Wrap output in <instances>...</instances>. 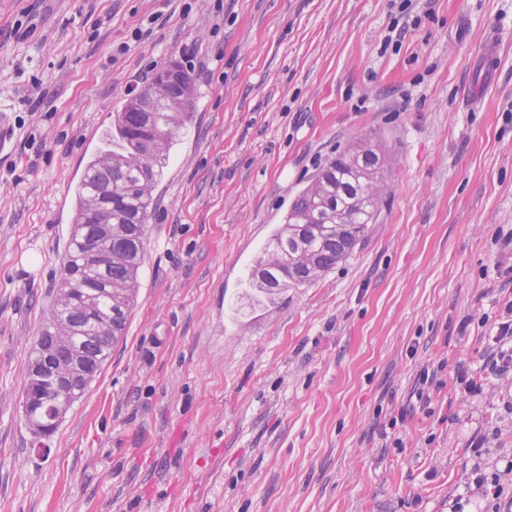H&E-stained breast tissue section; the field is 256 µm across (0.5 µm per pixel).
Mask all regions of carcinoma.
<instances>
[{"label":"carcinoma","mask_w":512,"mask_h":512,"mask_svg":"<svg viewBox=\"0 0 512 512\" xmlns=\"http://www.w3.org/2000/svg\"><path fill=\"white\" fill-rule=\"evenodd\" d=\"M171 92L180 110L171 112L147 95L139 105L126 102L112 113L102 147L89 159L76 187V213L62 277L51 317L36 340L29 359L49 351L63 360L82 358L90 369L108 359L112 345L124 336L137 304L138 273L144 261L147 223L153 191L160 182L177 132L190 121L196 87L187 71H180ZM385 169L371 149L351 156L347 151L330 160L296 197L284 224L275 229L263 248L251 278L268 291L298 286L321 277L349 258L376 223L385 193ZM112 213V239L87 216L90 200ZM90 247L112 253V260L90 269L84 253ZM58 322L68 336L54 332ZM53 382L43 384L46 402L23 399V415H34L57 427L49 399Z\"/></svg>","instance_id":"carcinoma-1"}]
</instances>
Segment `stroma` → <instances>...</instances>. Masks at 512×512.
Instances as JSON below:
<instances>
[{
  "label": "stroma",
  "mask_w": 512,
  "mask_h": 512,
  "mask_svg": "<svg viewBox=\"0 0 512 512\" xmlns=\"http://www.w3.org/2000/svg\"><path fill=\"white\" fill-rule=\"evenodd\" d=\"M415 12L385 52L390 0H0V512H449L474 436L487 471L512 454V387L483 370L479 323L512 298V0ZM173 59L197 99L153 193L138 303L35 451L20 405L75 219L58 204ZM364 137L387 160L376 224L324 276L262 293L248 274L272 232ZM438 368L435 369L433 367L429 368L428 366L424 367L417 374V379L415 382L414 390L411 396V399L416 396L418 402L426 401L430 397V390L433 386H436Z\"/></svg>",
  "instance_id": "obj_1"
}]
</instances>
